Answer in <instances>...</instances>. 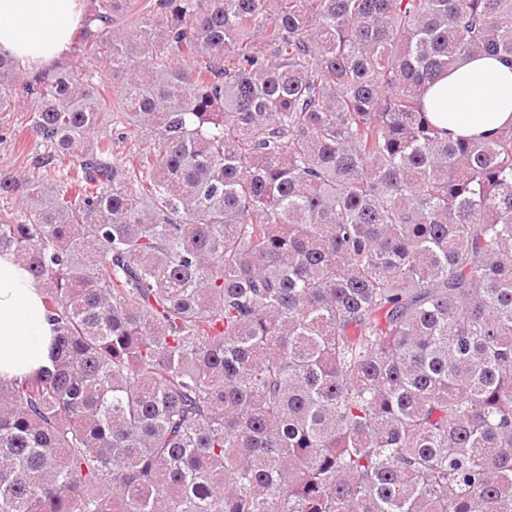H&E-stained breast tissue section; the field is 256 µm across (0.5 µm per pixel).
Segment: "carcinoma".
<instances>
[{"label":"carcinoma","mask_w":512,"mask_h":512,"mask_svg":"<svg viewBox=\"0 0 512 512\" xmlns=\"http://www.w3.org/2000/svg\"><path fill=\"white\" fill-rule=\"evenodd\" d=\"M480 52L512 0H90L0 51V251L55 333L0 379V512H506L512 128L423 104ZM18 140L4 139L0 143V169H7L17 175H30L32 170L29 165L23 163V156H20Z\"/></svg>","instance_id":"obj_1"}]
</instances>
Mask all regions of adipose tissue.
I'll use <instances>...</instances> for the list:
<instances>
[{
    "label": "adipose tissue",
    "instance_id": "adipose-tissue-1",
    "mask_svg": "<svg viewBox=\"0 0 512 512\" xmlns=\"http://www.w3.org/2000/svg\"><path fill=\"white\" fill-rule=\"evenodd\" d=\"M85 13V0H0V49L25 63H51L69 50ZM423 103L429 120L457 137L512 127V66L492 55L468 57ZM52 336L42 285L13 253L0 252V377L48 366Z\"/></svg>",
    "mask_w": 512,
    "mask_h": 512
}]
</instances>
